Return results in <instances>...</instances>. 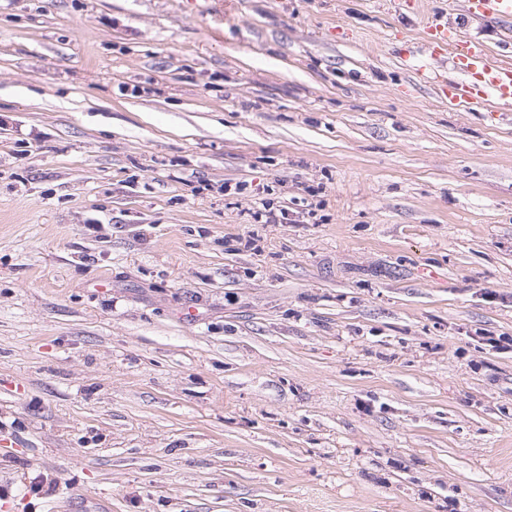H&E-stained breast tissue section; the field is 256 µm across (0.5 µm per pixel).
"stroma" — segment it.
I'll return each instance as SVG.
<instances>
[{
	"instance_id": "obj_1",
	"label": "stroma",
	"mask_w": 512,
	"mask_h": 512,
	"mask_svg": "<svg viewBox=\"0 0 512 512\" xmlns=\"http://www.w3.org/2000/svg\"><path fill=\"white\" fill-rule=\"evenodd\" d=\"M414 2L0 0V512H512V111ZM424 41L428 56L437 59L448 51L453 70L459 79L446 83L435 69L418 65L417 72L447 96L448 107L460 105L478 107L488 98L500 105L512 107V66L493 62L486 46L468 39L438 22L434 13L423 11Z\"/></svg>"
}]
</instances>
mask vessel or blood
Returning a JSON list of instances; mask_svg holds the SVG:
<instances>
[{
    "mask_svg": "<svg viewBox=\"0 0 512 512\" xmlns=\"http://www.w3.org/2000/svg\"><path fill=\"white\" fill-rule=\"evenodd\" d=\"M469 15L490 22L512 21V0H466ZM424 41L430 58L448 54L457 73L455 81H445L436 70L418 66L417 71L447 96L449 107L480 106L487 99L512 107V66L493 62L486 46L468 39L438 22L436 16L424 13Z\"/></svg>",
    "mask_w": 512,
    "mask_h": 512,
    "instance_id": "obj_1",
    "label": "vessel or blood"
}]
</instances>
